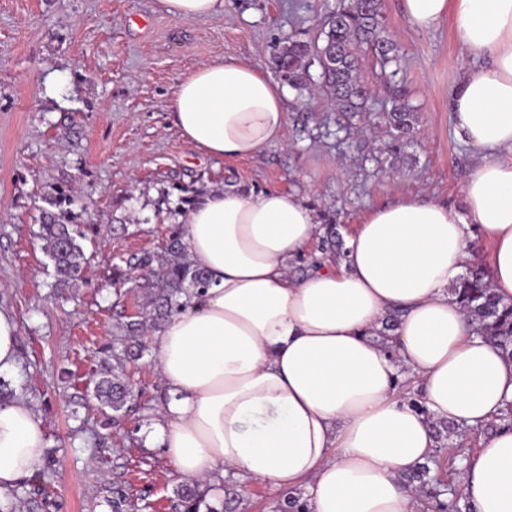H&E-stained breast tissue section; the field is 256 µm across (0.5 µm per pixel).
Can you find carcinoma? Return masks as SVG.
<instances>
[{
  "mask_svg": "<svg viewBox=\"0 0 512 512\" xmlns=\"http://www.w3.org/2000/svg\"><path fill=\"white\" fill-rule=\"evenodd\" d=\"M328 58V72L322 92L331 99L345 119L368 118L369 131L382 127L386 139L380 150L399 154L411 138L416 123L414 108L402 99H393L390 109L375 113L370 101L372 89L359 76V56L368 52L386 67L400 66L399 45L389 36L382 11V0H341L321 23L319 35L310 40L288 39L273 57V68L301 91L310 78L309 68L319 62L317 48ZM74 201L70 183H61L54 194L44 199L39 236L51 261L56 280L66 285L81 278L85 255L71 209ZM128 269H114V283L128 285L127 292L145 300L146 306L135 314L123 315L120 356L131 361L143 349L148 331L159 329L184 306V299L204 293L213 280L209 274L188 259L183 242V225L170 228L164 243V254L143 253L127 261ZM464 311L480 325L482 336L512 357V302L499 298L486 280L483 267L473 265L450 288ZM136 383L123 369L103 368L95 384V395L101 404L112 410V420H123L135 400ZM468 449L462 445L446 448L436 445L430 462L406 475V481L419 488L429 512H471L459 493L445 492L436 473L448 470L461 473ZM106 491L112 494V512H128L130 503L122 486L114 484ZM241 503L233 487L224 488V499L211 502L198 484L187 482L178 486L171 500L173 512H236ZM276 512H307L303 498L288 495L276 504Z\"/></svg>",
  "mask_w": 512,
  "mask_h": 512,
  "instance_id": "cac0c4a2",
  "label": "carcinoma"
}]
</instances>
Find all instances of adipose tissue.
I'll list each match as a JSON object with an SVG mask.
<instances>
[{
	"label": "adipose tissue",
	"instance_id": "adipose-tissue-1",
	"mask_svg": "<svg viewBox=\"0 0 512 512\" xmlns=\"http://www.w3.org/2000/svg\"><path fill=\"white\" fill-rule=\"evenodd\" d=\"M402 4L418 29L456 22L465 62L448 106L475 155L463 208L380 207L300 277L324 227L299 194L215 188L182 213L188 257L214 284L154 334L168 398L148 440L184 480L299 489L309 512H423L405 476L433 455L435 422L484 425L512 400V359L449 292L480 263L512 300V0ZM170 118L209 156L246 159L282 137L284 92L230 56L180 80ZM46 447L26 400L0 403V491L38 472ZM458 481L472 512H512V427L483 435Z\"/></svg>",
	"mask_w": 512,
	"mask_h": 512
}]
</instances>
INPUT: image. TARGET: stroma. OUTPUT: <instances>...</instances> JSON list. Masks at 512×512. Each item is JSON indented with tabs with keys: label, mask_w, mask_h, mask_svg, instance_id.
<instances>
[{
	"label": "stroma",
	"mask_w": 512,
	"mask_h": 512,
	"mask_svg": "<svg viewBox=\"0 0 512 512\" xmlns=\"http://www.w3.org/2000/svg\"><path fill=\"white\" fill-rule=\"evenodd\" d=\"M337 0H224L220 13L188 21L161 0H0V310L19 328L13 387L43 419L51 464L1 493V505L33 512H111L104 488L124 486L150 512H172L182 482L147 434L164 401L155 352L135 368L138 410L101 442L104 414L93 396L111 358L119 313L140 305L119 296L115 266L140 251L162 253L178 189L234 186L303 195L347 236L376 208L404 197L462 207L474 163L455 136L448 96L463 54L453 19L412 27L401 0H383L403 57L396 77L418 121L399 155L379 139L337 130L320 96L285 91L277 143L245 160H217L187 144L170 119L181 78L233 56L275 76L272 56L288 37L316 36ZM72 182L86 233L80 280L54 284L37 236L44 196Z\"/></svg>",
	"instance_id": "1"
}]
</instances>
